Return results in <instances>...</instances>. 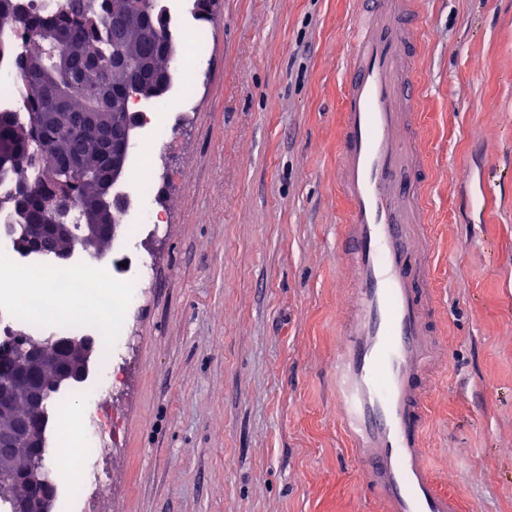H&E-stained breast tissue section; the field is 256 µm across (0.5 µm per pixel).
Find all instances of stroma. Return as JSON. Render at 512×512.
<instances>
[{"instance_id": "obj_1", "label": "stroma", "mask_w": 512, "mask_h": 512, "mask_svg": "<svg viewBox=\"0 0 512 512\" xmlns=\"http://www.w3.org/2000/svg\"><path fill=\"white\" fill-rule=\"evenodd\" d=\"M360 0H218L204 63L157 116L160 229L126 343L81 384L113 434L85 498L55 512H380L336 420L329 371L347 273L338 128ZM434 324L445 364L424 443L465 512H512V0H418Z\"/></svg>"}]
</instances>
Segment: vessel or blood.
<instances>
[{"label":"vessel or blood","instance_id":"1","mask_svg":"<svg viewBox=\"0 0 512 512\" xmlns=\"http://www.w3.org/2000/svg\"><path fill=\"white\" fill-rule=\"evenodd\" d=\"M418 33L415 0H363L349 33L338 158L349 288L332 385L351 457L383 512H463L424 447L425 398L446 356L415 231L430 177L415 131Z\"/></svg>","mask_w":512,"mask_h":512}]
</instances>
